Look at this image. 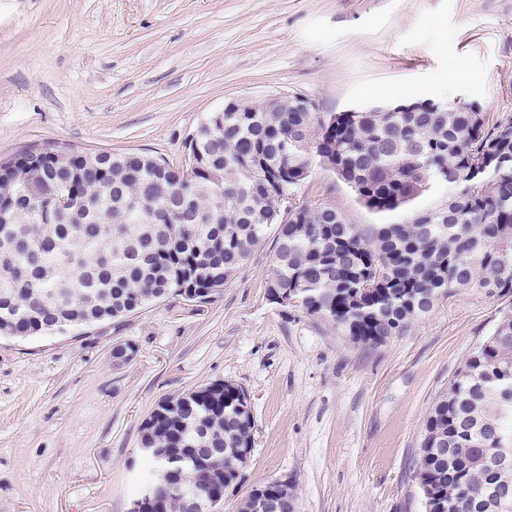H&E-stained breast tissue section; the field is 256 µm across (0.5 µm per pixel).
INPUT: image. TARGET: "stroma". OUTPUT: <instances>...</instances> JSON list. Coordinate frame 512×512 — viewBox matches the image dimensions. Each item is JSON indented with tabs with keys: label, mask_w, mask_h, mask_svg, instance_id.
<instances>
[{
	"label": "stroma",
	"mask_w": 512,
	"mask_h": 512,
	"mask_svg": "<svg viewBox=\"0 0 512 512\" xmlns=\"http://www.w3.org/2000/svg\"><path fill=\"white\" fill-rule=\"evenodd\" d=\"M404 92L512 118V0H0L2 159L53 144L177 165L230 100L298 93L341 112ZM292 202L381 221L319 162ZM273 254L265 242L206 304L170 297L92 329L0 338V512H128L146 418L216 381L242 387L254 419L220 512L276 479L294 483L295 512H425L427 412L512 296L454 291L367 346L272 302ZM124 343L135 353L119 364Z\"/></svg>",
	"instance_id": "35a3bbf8"
}]
</instances>
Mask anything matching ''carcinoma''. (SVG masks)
Segmentation results:
<instances>
[{
  "label": "carcinoma",
  "mask_w": 512,
  "mask_h": 512,
  "mask_svg": "<svg viewBox=\"0 0 512 512\" xmlns=\"http://www.w3.org/2000/svg\"><path fill=\"white\" fill-rule=\"evenodd\" d=\"M414 112L211 113L184 171L135 155L89 161L55 146L0 166V334L65 333L121 321L169 297L204 304L274 231L269 287L355 343L403 335L456 289L512 294V119L475 104ZM388 224L358 225L329 204L280 220L314 160ZM141 438L224 456L183 467L181 491L237 483L254 444L243 389L213 382L161 400ZM414 479L425 512H512V311L464 358L424 422ZM295 499L294 486L260 487Z\"/></svg>",
  "instance_id": "carcinoma-1"
}]
</instances>
